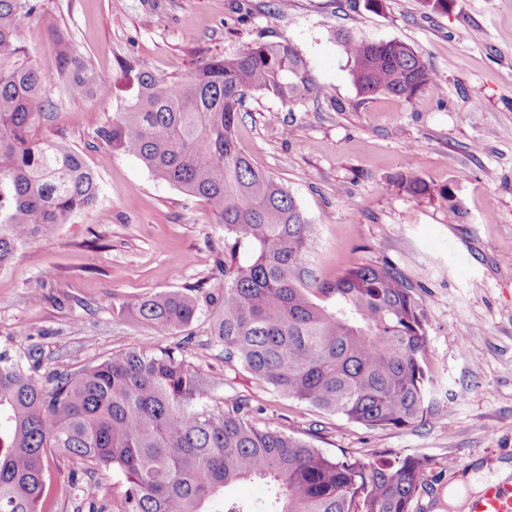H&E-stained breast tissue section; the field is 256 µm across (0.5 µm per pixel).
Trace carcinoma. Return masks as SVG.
Instances as JSON below:
<instances>
[{
	"label": "carcinoma",
	"mask_w": 512,
	"mask_h": 512,
	"mask_svg": "<svg viewBox=\"0 0 512 512\" xmlns=\"http://www.w3.org/2000/svg\"><path fill=\"white\" fill-rule=\"evenodd\" d=\"M31 0H0V267L30 240L51 234L95 203L97 174L74 149L40 139L50 112L47 78L26 57L16 27ZM359 92L410 100L437 82L426 60L401 41L349 38ZM57 75L69 97L97 86L83 57L59 39ZM125 94L97 127L101 161L139 159L157 178L208 200L224 224V291L194 287L126 306L156 330L189 326L212 310L211 342L274 392L369 429L420 424L434 378L424 364L426 315L415 287L390 264H358L330 284L305 266L311 224L292 195L255 168L234 134L251 91L300 102L314 88L295 46L264 42L202 62L187 78L162 81L128 65ZM397 187L429 191L405 174ZM332 299L317 303L316 294ZM189 340L146 343L79 373L45 380L22 359L0 354V512H47L46 472L62 462L70 491L84 471L116 472V512H416L427 492L425 457L389 451L373 461L324 454L282 430L259 425L248 401L189 365ZM259 481L258 504L230 489Z\"/></svg>",
	"instance_id": "carcinoma-1"
}]
</instances>
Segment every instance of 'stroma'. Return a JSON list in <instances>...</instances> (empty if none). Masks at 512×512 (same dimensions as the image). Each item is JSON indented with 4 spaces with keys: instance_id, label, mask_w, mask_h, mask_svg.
I'll return each instance as SVG.
<instances>
[{
    "instance_id": "35a3bbf8",
    "label": "stroma",
    "mask_w": 512,
    "mask_h": 512,
    "mask_svg": "<svg viewBox=\"0 0 512 512\" xmlns=\"http://www.w3.org/2000/svg\"><path fill=\"white\" fill-rule=\"evenodd\" d=\"M18 35L46 76L53 104L37 133L60 140L97 169L98 201L0 268V353L35 352L39 374L76 372L148 341L189 340L199 373L246 395L258 418L329 456L400 451L427 457L424 512H463L460 498L490 482L486 465H512V0H36ZM400 40L428 61L442 90L410 100L361 94L340 40ZM66 36L99 81L128 61L162 80L197 62L286 39L319 87L282 105L249 93L235 138L252 164L293 195L312 234L305 263L322 283L356 264L388 263L414 285L427 316L425 362L434 405L417 426L371 430L280 396L228 367L209 338L211 311L158 331L122 313L163 292L224 287V226L204 198L155 177L135 157L99 166L96 128L111 99L71 100L56 74ZM429 192L396 186L406 172ZM67 466L46 474L51 512L109 506L117 474L83 477L87 500L68 494Z\"/></svg>"
}]
</instances>
